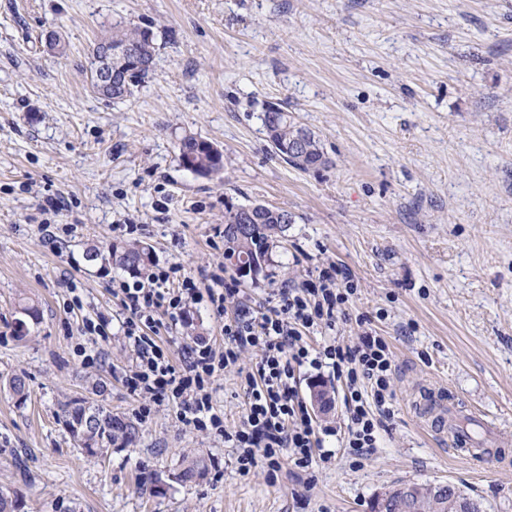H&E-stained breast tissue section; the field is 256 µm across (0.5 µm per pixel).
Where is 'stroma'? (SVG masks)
I'll return each instance as SVG.
<instances>
[{"label": "stroma", "mask_w": 512, "mask_h": 512, "mask_svg": "<svg viewBox=\"0 0 512 512\" xmlns=\"http://www.w3.org/2000/svg\"><path fill=\"white\" fill-rule=\"evenodd\" d=\"M119 21L150 29L157 51L146 82L113 102L93 92L90 56ZM271 102L320 138L328 166L274 156L261 120ZM188 134L222 150L221 173L180 165ZM57 196L52 244L39 207ZM256 202L294 222L271 262L239 278L240 305L333 261L359 283L354 313L391 346L395 416L367 456L328 436L331 466L244 476L234 449L175 408L139 421L141 400L120 380L131 354L112 248L133 240L155 265L230 275L224 213ZM23 301L40 321L20 340ZM98 313L111 334L88 365L79 325ZM197 339L224 341L205 302L187 325L159 329L176 362ZM15 374L26 398L6 386ZM211 387L237 425L235 372ZM426 388L497 420L512 450V0H0V489L19 494L21 512H370L410 482L512 512V465L474 466L427 434L412 409ZM74 399L136 422L137 442L86 457L62 418ZM186 456L204 461V478L176 481Z\"/></svg>", "instance_id": "35a3bbf8"}]
</instances>
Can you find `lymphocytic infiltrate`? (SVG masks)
I'll list each match as a JSON object with an SVG mask.
<instances>
[{
    "mask_svg": "<svg viewBox=\"0 0 512 512\" xmlns=\"http://www.w3.org/2000/svg\"><path fill=\"white\" fill-rule=\"evenodd\" d=\"M112 293L129 313L121 335L132 360L121 381L141 398V419H148L154 406H176L184 425L217 435L235 449L240 474L261 464L276 472L288 462L306 470L331 460L332 451L323 446L331 430L316 423L299 395L303 372L322 371L339 382L342 443L352 455L376 448L380 432L395 415L392 350L370 328L366 315L350 316L358 282L336 263L323 264L300 282H283L266 308H241L230 318L224 315L226 305L240 290L236 279L220 268L200 280L177 266L130 279L116 276ZM203 301L225 318L224 345L196 342L187 347L182 365H174L152 332L164 316L174 324L185 322L189 307ZM349 320L359 328L356 341L308 343L314 330H332ZM249 349L258 350L259 357L245 366L240 359ZM226 369L235 370L245 399L242 420L233 428L215 408L210 388L214 375Z\"/></svg>",
    "mask_w": 512,
    "mask_h": 512,
    "instance_id": "lymphocytic-infiltrate-1",
    "label": "lymphocytic infiltrate"
}]
</instances>
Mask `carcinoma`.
Returning <instances> with one entry per match:
<instances>
[{"instance_id":"1","label":"carcinoma","mask_w":512,"mask_h":512,"mask_svg":"<svg viewBox=\"0 0 512 512\" xmlns=\"http://www.w3.org/2000/svg\"><path fill=\"white\" fill-rule=\"evenodd\" d=\"M111 39L112 44L117 47H139L146 52L149 60H154L156 43L153 33L148 29H126L117 25L113 27ZM151 70L150 65L140 70L120 93L112 95V99L123 100L131 96L133 88L139 86ZM262 122L266 132L271 134L274 154H285L284 147L300 137L303 146L300 153L294 157L295 166L307 170L324 167L329 163L320 139L314 132L299 125L292 113L283 108L277 112L265 111ZM203 144L204 140L195 135H186L180 140L178 158L184 168L199 174L215 165V160L203 148ZM279 212L281 209L266 205L251 211H246L242 207L227 210L224 214V258L228 260L232 255L238 258L245 256L248 263L258 266L269 261V254L276 247L277 238L288 230V223L279 219ZM111 258L112 262L122 268L137 272L152 262L153 254L144 247L132 245L120 250L112 249ZM63 417L79 448L89 457L101 454L117 443L131 445L138 435V428L132 422L102 407L87 406L83 402H74L66 406ZM204 475L205 466L200 460L186 458L176 479L187 483L201 479ZM414 487L422 488L421 508L413 505L405 509L400 508V492L397 491L391 495L385 512H482L480 504L467 497L457 487L452 491L456 496L454 501L449 500L447 495L443 497L432 494L428 483H416Z\"/></svg>"}]
</instances>
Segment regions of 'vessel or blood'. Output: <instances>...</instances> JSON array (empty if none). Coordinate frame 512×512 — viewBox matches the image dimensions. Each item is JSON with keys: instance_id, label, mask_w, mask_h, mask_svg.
<instances>
[{"instance_id": "vessel-or-blood-1", "label": "vessel or blood", "mask_w": 512, "mask_h": 512, "mask_svg": "<svg viewBox=\"0 0 512 512\" xmlns=\"http://www.w3.org/2000/svg\"><path fill=\"white\" fill-rule=\"evenodd\" d=\"M417 409L435 435L450 436L451 447L458 455L477 465L493 459L486 439L495 432V423L480 413L462 414L447 390L424 392Z\"/></svg>"}]
</instances>
